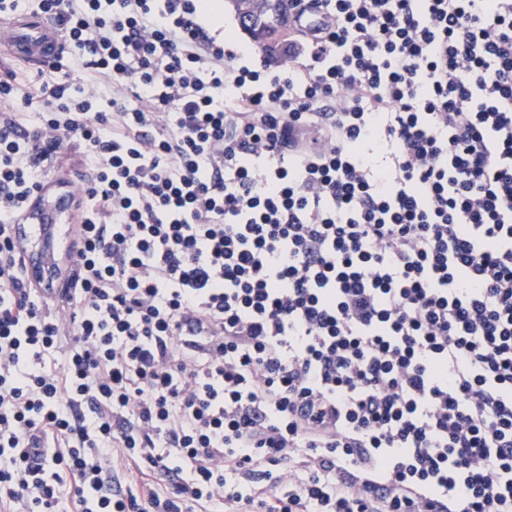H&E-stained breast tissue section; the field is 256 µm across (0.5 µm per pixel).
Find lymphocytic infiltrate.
Returning <instances> with one entry per match:
<instances>
[{"label": "lymphocytic infiltrate", "instance_id": "1", "mask_svg": "<svg viewBox=\"0 0 512 512\" xmlns=\"http://www.w3.org/2000/svg\"><path fill=\"white\" fill-rule=\"evenodd\" d=\"M32 0L0 81V512H512V0ZM59 288L17 229L67 144ZM221 1H223L220 4L223 5L224 13V38H231L243 44L252 43L256 48L274 55L277 54L276 61L280 62L283 58L278 54L282 50L281 47H277L275 42L266 41L264 34H272L291 25L289 20L291 1L287 0V4L286 0H253L252 2H256V6L246 10L241 8L237 0ZM224 4L231 13L224 10ZM246 29L254 33L251 42L242 31ZM31 4L20 2L18 12L0 20L1 31L7 29V37L0 41V78L13 83H35L43 68L35 69L8 57H18L29 64L43 66L61 56L66 45L58 30L43 18L26 13ZM16 77L13 81L12 78Z\"/></svg>", "mask_w": 512, "mask_h": 512}]
</instances>
